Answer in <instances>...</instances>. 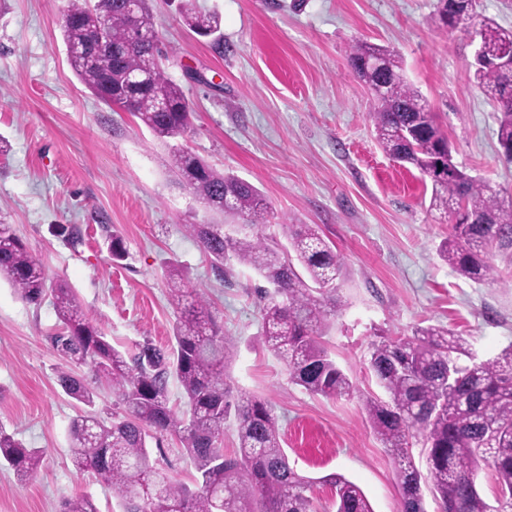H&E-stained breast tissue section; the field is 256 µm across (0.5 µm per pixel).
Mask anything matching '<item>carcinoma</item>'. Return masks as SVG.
<instances>
[{"instance_id":"1","label":"carcinoma","mask_w":512,"mask_h":512,"mask_svg":"<svg viewBox=\"0 0 512 512\" xmlns=\"http://www.w3.org/2000/svg\"><path fill=\"white\" fill-rule=\"evenodd\" d=\"M186 26L221 41L219 15L183 0ZM63 40L69 64L82 83L107 104L137 116L167 147L168 172L215 215L230 224H187L217 275L233 256L266 286L259 289L262 343L285 364L293 382L311 394L351 397L356 385L322 343L329 317L341 306L336 280L342 262L315 224L283 226L288 245L264 233L271 208L259 190L230 172H219L173 144L190 125L181 86L162 66L160 39L149 0L139 23L120 0H68ZM441 29L456 30L448 0H437ZM487 53L468 75L499 112L498 145L512 146V71L496 53L512 44V28L480 23ZM349 62L377 101L371 113L376 140L393 160L430 180L429 207L451 221L440 246L459 275L491 279L493 250L512 248V200L453 161L447 139L422 97L408 83L393 51L357 43ZM0 277L22 300L38 305L50 297L62 324L54 345L89 375L59 373L70 398L91 406L100 389L115 393L124 414L111 421L80 414L69 431L70 459L118 496L122 512H320L313 481L288 464L277 418L266 402L235 398L225 377L232 349L207 302L187 289L183 268L165 265L170 299L177 309L173 345L146 341L134 352L112 346L92 323L66 282L49 278L13 226L0 221ZM368 369L387 394L360 398L371 428L396 464L402 512H425L422 481L430 483L441 512H512V344L492 358H478L462 337L440 326H420L406 339L370 343ZM176 377L187 411L170 406L167 386ZM234 416L235 455L219 443L224 421ZM174 436L193 463L195 485L174 483L150 461L148 439ZM422 443L427 474L411 448ZM43 450L29 448L0 430V462L23 479L41 463ZM494 470L496 505L481 495L480 464ZM322 482L335 487L336 512H373L364 491L339 474ZM61 512H100L89 495L67 499Z\"/></svg>"}]
</instances>
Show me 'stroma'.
Returning <instances> with one entry per match:
<instances>
[{"label":"stroma","instance_id":"stroma-1","mask_svg":"<svg viewBox=\"0 0 512 512\" xmlns=\"http://www.w3.org/2000/svg\"><path fill=\"white\" fill-rule=\"evenodd\" d=\"M221 16L223 48L188 30L179 0H153L168 55L166 72L193 108L182 145L266 197L283 224H316L343 260L342 306L324 342L357 385L351 398L313 395L294 384L262 344L257 290L264 282L235 258L218 277L187 225L211 212L175 184L166 150L141 121L99 101L72 71L62 41L67 0H0V220L12 224L49 275L65 280L87 317L122 351L143 339L172 342L177 311L165 263L184 266L192 294L235 346L228 373L237 397L268 401L288 462L315 479L358 484L374 512H401L395 463L373 432L359 397L382 396L367 371L377 335L410 336L441 325L480 357L512 344V249L496 251L491 280L458 275L439 254L450 231L428 209L431 185L379 146L375 103L348 55L358 42L399 56L447 136L457 165L512 197V164L498 156L497 111L468 83L475 45L468 32L435 23L437 0H198ZM80 227L70 247L57 226ZM127 257L114 264L112 238ZM61 330L51 299L29 304L0 278V428L44 456L19 479L0 466V512H60L92 495L100 512H119L111 490L74 468L68 430L83 410L58 384L68 362L52 343ZM151 458L178 482L195 468L176 438Z\"/></svg>","mask_w":512,"mask_h":512}]
</instances>
